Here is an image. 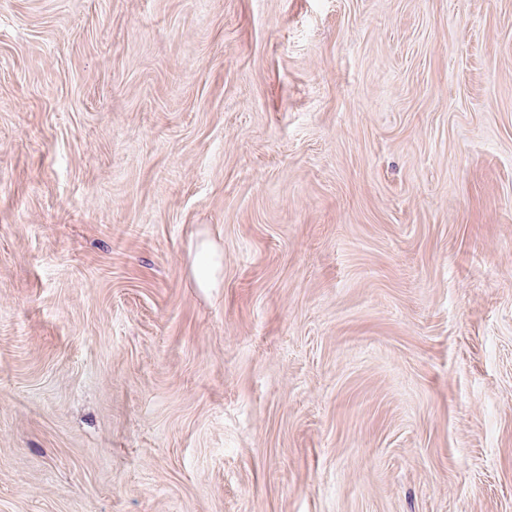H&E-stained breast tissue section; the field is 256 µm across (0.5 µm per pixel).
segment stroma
Here are the masks:
<instances>
[{
	"label": "stroma",
	"instance_id": "obj_1",
	"mask_svg": "<svg viewBox=\"0 0 512 512\" xmlns=\"http://www.w3.org/2000/svg\"><path fill=\"white\" fill-rule=\"evenodd\" d=\"M0 512H512V0H0Z\"/></svg>",
	"mask_w": 512,
	"mask_h": 512
}]
</instances>
